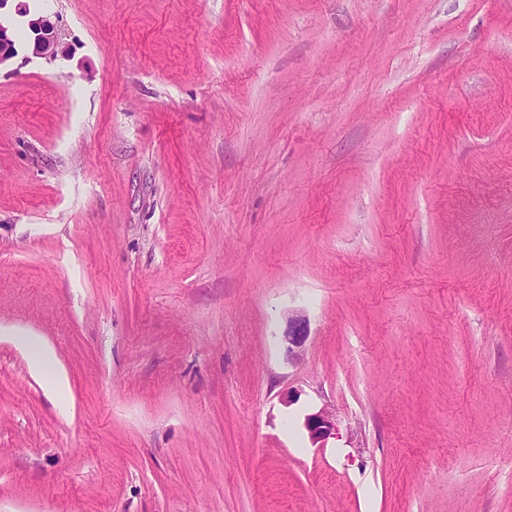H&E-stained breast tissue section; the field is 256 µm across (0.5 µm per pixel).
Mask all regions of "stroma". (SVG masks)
I'll use <instances>...</instances> for the list:
<instances>
[{"label":"stroma","mask_w":512,"mask_h":512,"mask_svg":"<svg viewBox=\"0 0 512 512\" xmlns=\"http://www.w3.org/2000/svg\"><path fill=\"white\" fill-rule=\"evenodd\" d=\"M27 3L0 512H512V0ZM20 6L19 14L27 17L24 43L32 47V53L49 59L64 55L66 49L49 18L36 13L31 14L26 4H20ZM308 337V320L302 313L291 314L288 317V333L285 336L287 342L288 359L300 360L303 356L305 342ZM30 355L33 369L44 379L45 387L60 397L68 388V377L56 360L54 350L37 336H12ZM306 429L312 443H321L331 435H335L336 418L327 408H322L306 418Z\"/></svg>","instance_id":"stroma-1"}]
</instances>
